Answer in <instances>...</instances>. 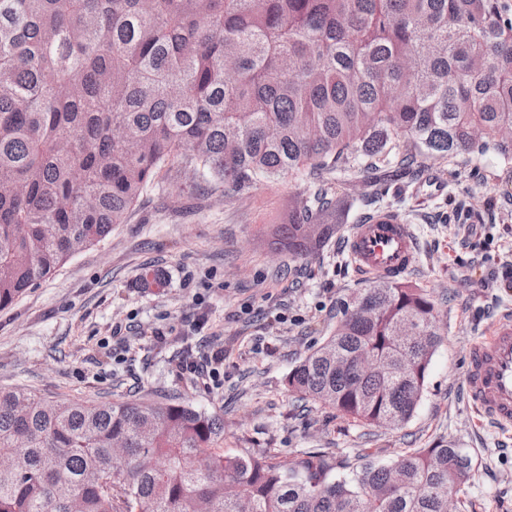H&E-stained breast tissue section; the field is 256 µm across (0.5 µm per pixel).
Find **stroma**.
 Masks as SVG:
<instances>
[{"instance_id": "obj_1", "label": "stroma", "mask_w": 512, "mask_h": 512, "mask_svg": "<svg viewBox=\"0 0 512 512\" xmlns=\"http://www.w3.org/2000/svg\"><path fill=\"white\" fill-rule=\"evenodd\" d=\"M369 173L336 184L340 227L312 234L306 258L275 250L274 225L305 188L286 176L245 194L210 192L160 173L127 223L75 253L0 309V387L50 400L178 398L224 419L225 452L275 449L398 460L409 448L453 442L473 459L460 512H512V431L468 402L470 343L506 311L512 284V163L489 152L428 159L371 195ZM391 210L410 224L416 260L404 283L438 312L442 340L412 418L366 426L320 403L300 409L288 377L331 334L343 302L372 287L345 249L360 215ZM223 350L215 377L179 374V360Z\"/></svg>"}]
</instances>
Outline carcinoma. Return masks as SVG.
Segmentation results:
<instances>
[{
	"label": "carcinoma",
	"instance_id": "obj_1",
	"mask_svg": "<svg viewBox=\"0 0 512 512\" xmlns=\"http://www.w3.org/2000/svg\"><path fill=\"white\" fill-rule=\"evenodd\" d=\"M512 18L500 0H0V309L124 224L163 169L243 194L309 184V225L355 170L512 158ZM428 336L402 354L400 327ZM434 303L380 279L288 378L298 400L393 428L441 341ZM363 352L390 371L358 378ZM411 361L405 380L399 359ZM224 419L177 402L54 401L0 388V512H448L471 477L452 442L393 464L229 455Z\"/></svg>",
	"mask_w": 512,
	"mask_h": 512
}]
</instances>
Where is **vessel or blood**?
Returning a JSON list of instances; mask_svg holds the SVG:
<instances>
[{
    "label": "vessel or blood",
    "mask_w": 512,
    "mask_h": 512,
    "mask_svg": "<svg viewBox=\"0 0 512 512\" xmlns=\"http://www.w3.org/2000/svg\"><path fill=\"white\" fill-rule=\"evenodd\" d=\"M346 249L359 275L392 281L412 268L416 256L410 225L391 212L353 225ZM465 387L481 416L500 429H512V315L471 345Z\"/></svg>",
    "instance_id": "obj_1"
}]
</instances>
